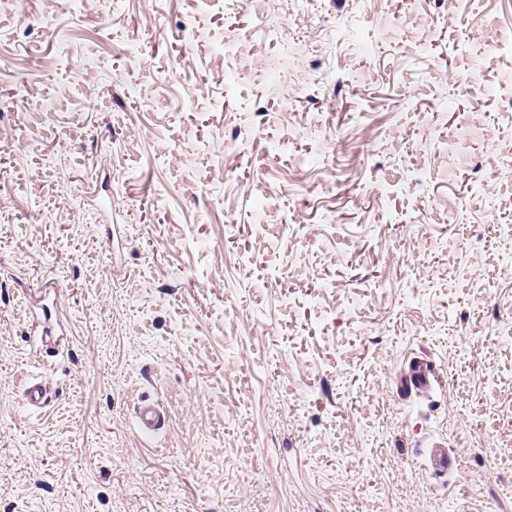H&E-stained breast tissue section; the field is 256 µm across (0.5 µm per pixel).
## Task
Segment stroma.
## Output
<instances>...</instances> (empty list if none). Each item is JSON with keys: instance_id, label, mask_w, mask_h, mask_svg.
Wrapping results in <instances>:
<instances>
[{"instance_id": "obj_1", "label": "stroma", "mask_w": 512, "mask_h": 512, "mask_svg": "<svg viewBox=\"0 0 512 512\" xmlns=\"http://www.w3.org/2000/svg\"><path fill=\"white\" fill-rule=\"evenodd\" d=\"M418 490L512 503V0H0V512ZM435 377V369L429 361L414 358L398 382L397 393L406 398L415 390H426L434 384ZM48 400V393L45 385L37 379L29 380L23 392V401L30 410H37L43 407ZM136 424L144 440L154 445L158 434L166 424L161 405L154 400H143L136 412ZM427 465L435 473L447 476L456 470V459L448 453L445 444L435 443L429 446Z\"/></svg>"}]
</instances>
